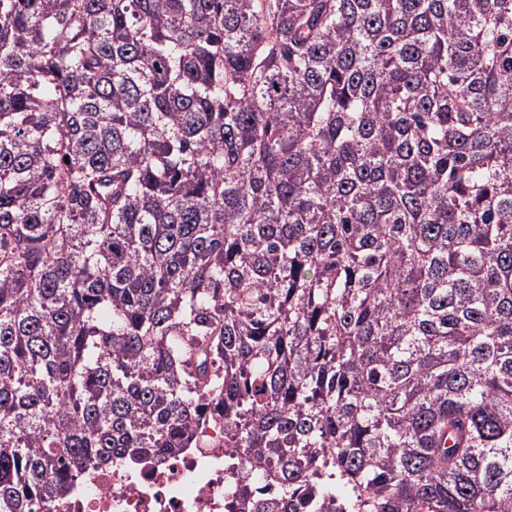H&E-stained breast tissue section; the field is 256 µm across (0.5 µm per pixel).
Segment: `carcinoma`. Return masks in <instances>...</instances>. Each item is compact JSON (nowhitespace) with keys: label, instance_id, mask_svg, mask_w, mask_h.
<instances>
[{"label":"carcinoma","instance_id":"1","mask_svg":"<svg viewBox=\"0 0 512 512\" xmlns=\"http://www.w3.org/2000/svg\"><path fill=\"white\" fill-rule=\"evenodd\" d=\"M202 426L237 512H512V0H0V512Z\"/></svg>","mask_w":512,"mask_h":512}]
</instances>
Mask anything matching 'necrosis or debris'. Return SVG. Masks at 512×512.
<instances>
[{
    "instance_id": "1",
    "label": "necrosis or debris",
    "mask_w": 512,
    "mask_h": 512,
    "mask_svg": "<svg viewBox=\"0 0 512 512\" xmlns=\"http://www.w3.org/2000/svg\"><path fill=\"white\" fill-rule=\"evenodd\" d=\"M210 439L165 461L95 469L61 512H224V451L219 434Z\"/></svg>"
}]
</instances>
